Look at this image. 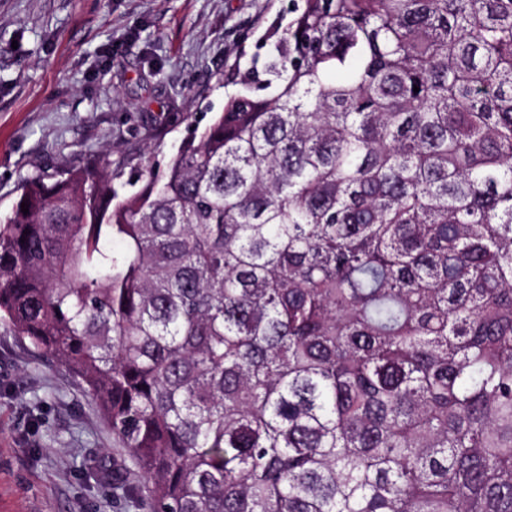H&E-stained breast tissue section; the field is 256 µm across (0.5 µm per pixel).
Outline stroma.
<instances>
[{
    "label": "stroma",
    "mask_w": 512,
    "mask_h": 512,
    "mask_svg": "<svg viewBox=\"0 0 512 512\" xmlns=\"http://www.w3.org/2000/svg\"><path fill=\"white\" fill-rule=\"evenodd\" d=\"M301 0H0V215L89 155L163 169ZM0 512H148L97 402L0 323Z\"/></svg>",
    "instance_id": "1"
}]
</instances>
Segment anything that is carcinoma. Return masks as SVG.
Returning <instances> with one entry per match:
<instances>
[{
	"instance_id": "1",
	"label": "carcinoma",
	"mask_w": 512,
	"mask_h": 512,
	"mask_svg": "<svg viewBox=\"0 0 512 512\" xmlns=\"http://www.w3.org/2000/svg\"><path fill=\"white\" fill-rule=\"evenodd\" d=\"M303 2L163 172L22 181L0 321L149 512H512V0Z\"/></svg>"
}]
</instances>
